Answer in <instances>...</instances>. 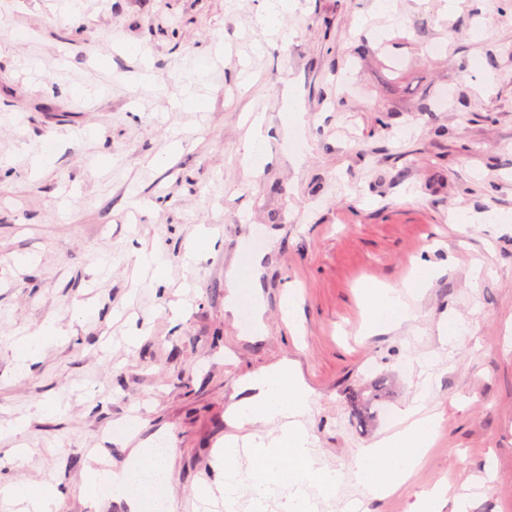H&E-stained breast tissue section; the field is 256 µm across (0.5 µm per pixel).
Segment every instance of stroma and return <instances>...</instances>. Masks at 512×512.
Listing matches in <instances>:
<instances>
[{
  "label": "stroma",
  "mask_w": 512,
  "mask_h": 512,
  "mask_svg": "<svg viewBox=\"0 0 512 512\" xmlns=\"http://www.w3.org/2000/svg\"><path fill=\"white\" fill-rule=\"evenodd\" d=\"M264 7L0 0V423L23 422L0 436V489L131 512L90 497L86 467L120 473L162 443L166 497L196 512L194 489L224 482L225 437L251 431L230 407L285 361L340 473L344 501L322 512H412L443 479L469 512H512V0H394L386 15L294 0L276 34ZM363 38L376 56L358 55ZM188 82L198 105L173 106ZM421 97L434 111H415ZM421 261L415 320L367 335L366 286L401 287ZM446 319L464 325L448 345ZM46 323L58 337L18 370L15 347ZM378 376L389 390L363 426L351 397ZM425 383L439 444L402 494L371 498L357 454Z\"/></svg>",
  "instance_id": "1"
}]
</instances>
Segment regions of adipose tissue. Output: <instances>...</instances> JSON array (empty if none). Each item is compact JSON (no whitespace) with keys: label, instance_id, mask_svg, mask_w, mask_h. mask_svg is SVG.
<instances>
[{"label":"adipose tissue","instance_id":"ef3b65f1","mask_svg":"<svg viewBox=\"0 0 512 512\" xmlns=\"http://www.w3.org/2000/svg\"><path fill=\"white\" fill-rule=\"evenodd\" d=\"M428 279L429 273L425 265L421 264L402 287L377 286L367 290V332L396 329L414 320L416 314L411 299L426 286ZM439 437L438 419L424 414L422 405L416 404L401 410L390 434L362 448L357 472L359 482L375 498L401 492L411 473L423 463ZM138 473L153 474L166 482L171 479L167 468L158 461L148 460L121 474L87 468L85 487L94 497H122L133 505L140 494L134 480Z\"/></svg>","mask_w":512,"mask_h":512}]
</instances>
